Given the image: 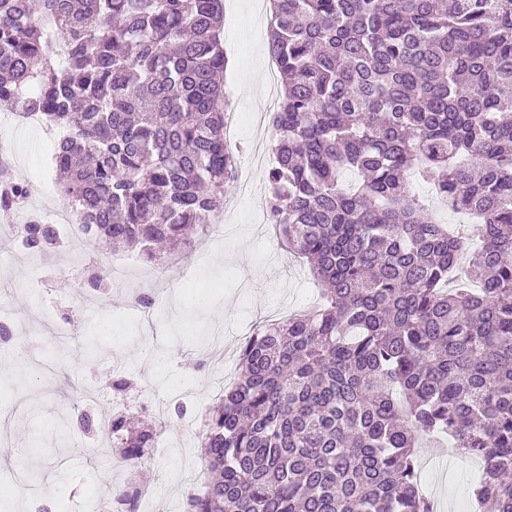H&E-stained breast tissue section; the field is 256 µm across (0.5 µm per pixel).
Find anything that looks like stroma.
<instances>
[{
	"mask_svg": "<svg viewBox=\"0 0 512 512\" xmlns=\"http://www.w3.org/2000/svg\"><path fill=\"white\" fill-rule=\"evenodd\" d=\"M224 50L237 140L274 138L256 117L269 89L267 30L255 0H224ZM55 141L43 125L11 121L0 107V156L46 211L62 213L68 204L56 186ZM239 166L252 197L225 185L223 235L206 231L165 251L161 270L136 250L131 266L117 267L119 252L102 253L91 237L80 252L43 253L33 265L0 229V325L23 347L16 363L0 354V431L10 445L0 459V494L10 498V512H98L129 476L148 488L138 512H182L186 494L201 487L202 419L234 381L246 336L318 296L306 264L281 247L273 225L253 221L268 191V162L244 153ZM95 274L116 279L109 294L89 287ZM143 293L153 306L130 314ZM123 373L139 386L118 396L109 383ZM73 388L93 398L102 418L148 425L151 446L135 468L121 467V451L110 445L71 446L65 401ZM418 462L434 512H472L481 458L425 449Z\"/></svg>",
	"mask_w": 512,
	"mask_h": 512,
	"instance_id": "stroma-1",
	"label": "stroma"
}]
</instances>
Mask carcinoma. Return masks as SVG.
<instances>
[{
	"label": "carcinoma",
	"mask_w": 512,
	"mask_h": 512,
	"mask_svg": "<svg viewBox=\"0 0 512 512\" xmlns=\"http://www.w3.org/2000/svg\"><path fill=\"white\" fill-rule=\"evenodd\" d=\"M270 2L268 210L321 302L241 346L183 512H432L415 451L435 434L484 460L480 512H512V0ZM223 23L222 0H0V106L64 130L57 183L102 248L187 242L223 206ZM418 163L480 223H438L406 180ZM26 195L1 182L0 213ZM17 233L65 247L50 224ZM79 426L130 467L152 439L122 416Z\"/></svg>",
	"instance_id": "cac0c4a2"
}]
</instances>
